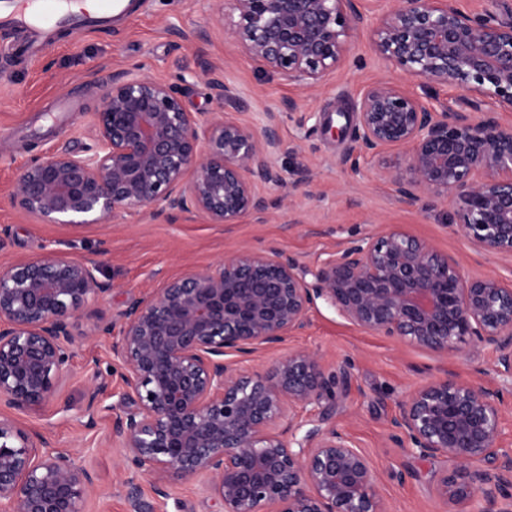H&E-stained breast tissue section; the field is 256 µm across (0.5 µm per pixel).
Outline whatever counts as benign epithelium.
Wrapping results in <instances>:
<instances>
[{
  "instance_id": "7a95c632",
  "label": "benign epithelium",
  "mask_w": 512,
  "mask_h": 512,
  "mask_svg": "<svg viewBox=\"0 0 512 512\" xmlns=\"http://www.w3.org/2000/svg\"><path fill=\"white\" fill-rule=\"evenodd\" d=\"M233 45L261 67L307 89L351 52L364 25L357 0H215ZM376 53L393 68L467 91L473 112L488 102L512 112V20L456 0H399L369 22ZM214 98L245 104L209 68ZM356 167L369 153H405L381 176L401 201H448L456 227L483 255L512 258V126L491 114L427 106L390 81L352 102ZM91 153L58 150L21 169L14 208L48 223L99 224L127 210H195L237 224L266 209L262 188L282 186L277 115L259 128L223 112H190L174 82L112 75L90 128ZM288 192H307L312 170L296 167ZM98 265L48 253L0 266V403L23 410L54 392L71 358L70 319L111 285ZM312 280H307V277ZM322 299L351 324L434 353L479 343L512 380V283L472 276L430 241L395 225L308 269L277 250H239L214 268L171 279L125 312L112 344L133 411L112 418V441L154 490L174 471L203 476L224 512H388L372 461L331 424L302 410L333 394L336 376L317 355L290 350L271 369H246L304 329ZM501 390L435 379L410 393L392 438L420 457L456 465L438 485L450 502L477 493L486 512H512V451L498 447ZM92 473L44 438L0 416V512H82Z\"/></svg>"
}]
</instances>
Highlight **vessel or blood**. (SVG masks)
I'll return each mask as SVG.
<instances>
[{"label": "vessel or blood", "mask_w": 512, "mask_h": 512, "mask_svg": "<svg viewBox=\"0 0 512 512\" xmlns=\"http://www.w3.org/2000/svg\"><path fill=\"white\" fill-rule=\"evenodd\" d=\"M126 10L124 0H0V23L33 33L62 24L90 31Z\"/></svg>", "instance_id": "1"}]
</instances>
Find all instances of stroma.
<instances>
[{"label": "stroma", "mask_w": 512, "mask_h": 512, "mask_svg": "<svg viewBox=\"0 0 512 512\" xmlns=\"http://www.w3.org/2000/svg\"><path fill=\"white\" fill-rule=\"evenodd\" d=\"M18 31L0 27V265L35 259L50 252L94 261L110 291L89 302L72 321L70 373L46 401L15 412L16 421L43 436L56 451L71 454L93 471L97 491L84 512H220L205 491L204 477L168 474L169 495L153 491V479L128 470L124 455L110 438L113 414L129 407L125 385L113 373L112 344L119 338L122 312L164 282L189 269L215 266L240 249H275L306 266L318 265L329 252L394 224L408 234L432 241L466 272L512 281V262L475 252L458 232L445 202L425 197L400 202L380 173L378 158H361L357 168L340 163L351 146L349 107L374 81L405 86L429 106L466 110L467 92L430 85L395 71L374 51L368 29L353 33L349 62L315 91L263 71L238 53L225 33L213 0H132L130 10L94 31H57L35 56L22 54ZM219 66L225 84L249 104L244 119L260 123L263 113L282 101L297 103L281 116L283 152L277 164L290 170L309 165L314 181L309 195L287 188L267 189L268 208L239 224H214L198 214L151 216L128 212L87 226L50 224L20 214L8 192L19 170L31 160L61 148L84 151L89 128L103 104L112 73L178 81L186 108L216 112L205 65ZM71 112L51 123L59 101ZM289 349L315 352L336 376L328 404L332 421L374 462L379 489L389 512H484L482 495L449 506L437 494L439 479L452 472L446 459H419L397 447L390 423L402 401L422 384L443 376L500 389L490 348L474 343L456 354L421 350L397 338L351 325L324 301L309 313L307 328L288 337ZM97 390L95 406L86 393ZM137 484L132 501L129 484Z\"/></svg>", "instance_id": "obj_1"}]
</instances>
